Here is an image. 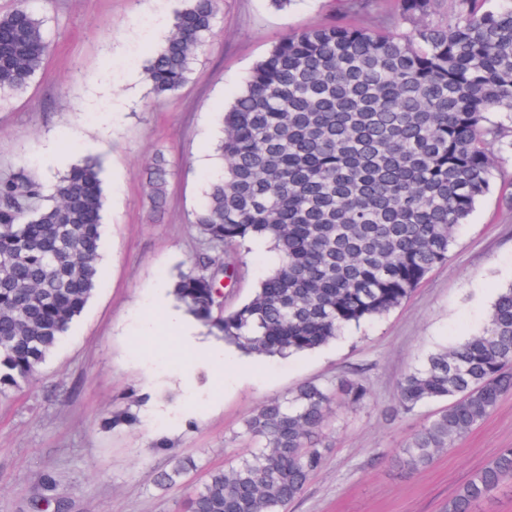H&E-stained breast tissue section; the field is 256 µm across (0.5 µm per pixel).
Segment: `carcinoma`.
Wrapping results in <instances>:
<instances>
[{"label":"carcinoma","mask_w":512,"mask_h":512,"mask_svg":"<svg viewBox=\"0 0 512 512\" xmlns=\"http://www.w3.org/2000/svg\"><path fill=\"white\" fill-rule=\"evenodd\" d=\"M395 26L342 22L292 30L248 73L224 112L211 180L194 225L210 250L173 278L175 300L224 342L258 355L318 348L349 325L402 304L447 260L458 227L512 155V0H394ZM218 0H185L165 43L145 66L150 93L166 98L188 81L210 36ZM50 48L30 0L0 14V99L26 89ZM168 170L147 171L155 209ZM101 164L73 165L52 185L19 167L0 177V393L30 380L56 348L103 276ZM264 240L278 266L254 298L224 310L241 248ZM512 393V287L489 324L431 355L402 378L400 407H448L398 449L410 473ZM358 376L330 387L305 383L285 401L258 407L244 433L259 446L235 466L210 472L189 512H286L328 451L322 432L335 404L359 406ZM512 482L502 448L459 487L443 512H474Z\"/></svg>","instance_id":"cac0c4a2"}]
</instances>
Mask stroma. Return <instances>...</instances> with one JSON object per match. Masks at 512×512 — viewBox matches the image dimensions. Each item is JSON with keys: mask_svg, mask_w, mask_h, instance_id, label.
I'll use <instances>...</instances> for the list:
<instances>
[{"mask_svg": "<svg viewBox=\"0 0 512 512\" xmlns=\"http://www.w3.org/2000/svg\"><path fill=\"white\" fill-rule=\"evenodd\" d=\"M51 45L25 90L0 101V175L28 166L51 182L87 157L103 160L105 273L45 364L0 393V512H37L44 500L68 512H187L209 471L256 448L243 422L262 404L306 382L359 374V407H334L330 444L287 512H442L457 487L512 448V395L417 474L397 450L441 403L398 411L402 377L431 354L482 331L492 304L512 286V157L461 226L446 262L389 314L349 327L328 345L258 356L213 338L184 353L167 317L170 281L201 248L194 213L218 166L219 119L253 66L286 32L344 17L343 0H220L214 34L176 95L151 99L144 68L169 33L181 0H32ZM164 155L166 200L154 211L146 169ZM267 243L224 290V305L250 300L277 265ZM125 408L136 424L106 429ZM175 452H158L159 438ZM190 467L167 486L160 473Z\"/></svg>", "mask_w": 512, "mask_h": 512, "instance_id": "stroma-1", "label": "stroma"}]
</instances>
